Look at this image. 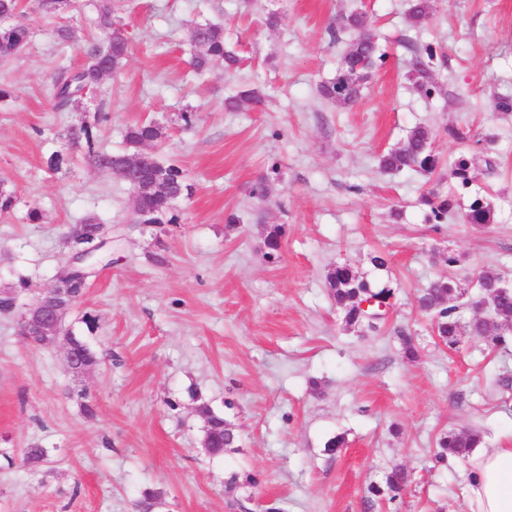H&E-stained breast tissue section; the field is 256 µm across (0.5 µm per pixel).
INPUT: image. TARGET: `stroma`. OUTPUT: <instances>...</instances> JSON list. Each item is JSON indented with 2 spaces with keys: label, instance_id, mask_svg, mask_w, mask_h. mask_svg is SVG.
I'll list each match as a JSON object with an SVG mask.
<instances>
[{
  "label": "stroma",
  "instance_id": "stroma-1",
  "mask_svg": "<svg viewBox=\"0 0 512 512\" xmlns=\"http://www.w3.org/2000/svg\"><path fill=\"white\" fill-rule=\"evenodd\" d=\"M99 3L78 0L54 20L21 0L13 21L30 27V42L0 61L10 91L0 184L17 197L0 218V289L23 278L33 291L52 287L71 254L68 227L91 219L112 233L111 264L67 318L98 319L92 372L73 376L61 345L31 347L0 319V512H136L147 489L161 494L155 512H469L466 462L436 463L435 442L476 430L485 447L512 444V346L469 336L446 346L414 296L438 277L471 287L478 271L512 283V112L493 103L512 96V0H434L417 26L407 0H129L115 15L129 38L125 65L75 110L54 111L55 69L83 60L79 47L59 50L56 28L102 39ZM353 10L367 15L386 62L347 109L319 89L354 37L330 29ZM205 22L223 27L237 71L192 72L189 28ZM426 44L442 88L429 99L408 77L412 46ZM246 88L262 104L227 109ZM100 110L108 122L96 123ZM144 120L162 127L160 158L193 187L174 224L133 223L129 187L62 137L87 122L95 149L123 152L124 128ZM418 125L435 131L445 159L469 149L450 129L482 139L493 165L476 170L471 189L493 203V223H467L462 200L443 224L426 223L424 196L452 189L447 168L379 170V156ZM56 152L69 158L57 169ZM263 178L260 201L251 188ZM270 225L284 229L274 264L264 257ZM376 255L386 267H374ZM339 263L393 289L377 327L345 325L327 288ZM399 327L417 361L405 358ZM203 403L239 437L219 457L202 447ZM33 445L46 451L35 471L20 464ZM393 466L408 485L369 506L368 487Z\"/></svg>",
  "mask_w": 512,
  "mask_h": 512
}]
</instances>
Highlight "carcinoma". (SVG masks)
<instances>
[{
	"instance_id": "carcinoma-1",
	"label": "carcinoma",
	"mask_w": 512,
	"mask_h": 512,
	"mask_svg": "<svg viewBox=\"0 0 512 512\" xmlns=\"http://www.w3.org/2000/svg\"><path fill=\"white\" fill-rule=\"evenodd\" d=\"M20 0H0V58L7 59L20 52L28 42L29 30L24 25L5 23L18 11ZM74 0H39V7L48 16H59L69 12ZM124 7V0H102L99 6L96 26L106 33L105 42L99 43L87 39L83 44L85 61L76 68L62 65L57 68L50 85L53 107L58 112H69L77 106L102 80L103 70L111 67L118 71L125 63L129 51V40L124 28L113 21L116 10ZM432 0H410L407 16L417 26L430 15ZM339 26L355 32L350 46L341 59L336 76L322 85V94L345 107L354 105L362 90V85L372 72L380 67L386 55L379 52L377 39L368 18L363 12H353L339 20ZM191 44L200 48L192 60L193 67L202 71L214 66L226 70L237 68L240 63L234 52L226 49L224 30L211 24H196L189 33ZM435 58L432 45L413 48L411 75L417 91L429 98L441 91L431 73V63ZM66 138L73 148L87 147L85 159L88 164L97 166L101 171L111 175L120 174L129 162L145 145L154 146L163 138L162 127L153 121L135 123L126 128L124 140L128 150L121 153L98 151L94 148L92 126L81 123L66 130ZM434 131L427 126H416L406 136L404 142L378 158L379 169L383 172H401L403 170H420L433 174L440 166V156L435 153L433 144ZM483 160L485 166L492 167L490 159L481 151L473 154H461L450 163L449 176L454 181L453 195L430 192L425 197L429 206L427 221L441 224L453 208V196L469 189L473 182L474 164ZM137 196L134 211L138 224H174L178 217L174 213V203L181 197L188 196L192 187L186 182L182 168L174 163L157 160L150 181L132 188ZM495 210L492 202L485 197H474L465 213L470 224H491ZM103 233L102 225L89 222L78 228V237L68 238L72 246H82L99 238ZM284 231L279 226L266 229L264 245L266 258L276 263L282 253ZM327 284L330 296L345 323L349 326L364 321L360 303L370 298L391 296L390 290L375 291L370 284L361 279L348 264H338L328 274ZM503 281L484 272L477 273L476 288L490 301L489 315L484 320L475 317L462 320L458 306L450 304L457 283L440 277L430 283L417 297L419 310L431 315L432 330L439 338L454 346L460 336H474L483 340L490 347H501L507 343V336L512 334V292L502 294ZM197 413L210 422L205 429L212 455L219 456L224 448L232 445L224 435V418L213 412L209 405L203 403L197 407ZM482 437L477 431H448L437 440L439 448L436 462L443 463L448 457L466 458L473 449L480 447ZM407 472L393 467L385 475L384 484L368 488V500L375 501L384 497L393 501L408 482Z\"/></svg>"
}]
</instances>
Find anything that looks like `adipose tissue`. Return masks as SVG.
<instances>
[{
  "label": "adipose tissue",
  "instance_id": "adipose-tissue-1",
  "mask_svg": "<svg viewBox=\"0 0 512 512\" xmlns=\"http://www.w3.org/2000/svg\"><path fill=\"white\" fill-rule=\"evenodd\" d=\"M466 494L470 512H512V447L473 451Z\"/></svg>",
  "mask_w": 512,
  "mask_h": 512
}]
</instances>
